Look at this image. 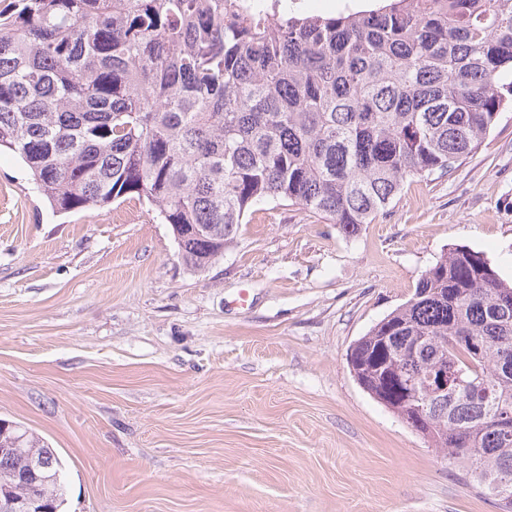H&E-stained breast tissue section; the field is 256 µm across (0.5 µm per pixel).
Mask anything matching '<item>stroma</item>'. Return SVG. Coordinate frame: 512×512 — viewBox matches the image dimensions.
Instances as JSON below:
<instances>
[{
  "instance_id": "35a3bbf8",
  "label": "stroma",
  "mask_w": 512,
  "mask_h": 512,
  "mask_svg": "<svg viewBox=\"0 0 512 512\" xmlns=\"http://www.w3.org/2000/svg\"><path fill=\"white\" fill-rule=\"evenodd\" d=\"M455 246L512 283V108L356 235L263 203L203 273L148 204L53 213L1 154L0 419L63 512H499L347 364ZM2 422H8L10 425H13V428H9L7 434L2 437V429H0V443H4L8 441V438L13 434L23 436V440L18 447H16L15 455H14V466L19 469V471L29 469L23 473L16 474V478L20 481V483L29 490V499L28 501L23 500H15L10 501L8 506L9 511H25L29 510V503H40L43 499V495L41 492V488L37 485V483L41 479V473L52 468V460L54 462L55 470L52 473H48L45 476V482L48 485L46 492L47 495L45 499H50L51 502V511L50 512H61L60 510L64 505V492L58 494L56 491V482L55 476L59 474L60 482H62V470L63 465L60 458L57 456L53 448H50L48 444H45L39 437L34 436L32 433H29L27 430L23 429L21 425L16 422L8 421L0 419ZM11 445V440L8 441ZM41 456H46L48 458H40L35 461L34 458H39ZM33 461V462H32ZM32 462V463H31ZM30 464V466H29ZM29 466V467H28Z\"/></svg>"
}]
</instances>
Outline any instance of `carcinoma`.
<instances>
[{"label": "carcinoma", "instance_id": "1", "mask_svg": "<svg viewBox=\"0 0 512 512\" xmlns=\"http://www.w3.org/2000/svg\"><path fill=\"white\" fill-rule=\"evenodd\" d=\"M512 0H379L263 20L240 0H5L0 151L59 214L148 203L186 269L224 258L253 207L288 202L354 235L410 179L476 150L512 93ZM464 333L475 353L454 337ZM371 397L512 512V284L479 251L443 254L352 345ZM463 369L420 419L411 375ZM14 466L55 451L18 423Z\"/></svg>", "mask_w": 512, "mask_h": 512}]
</instances>
